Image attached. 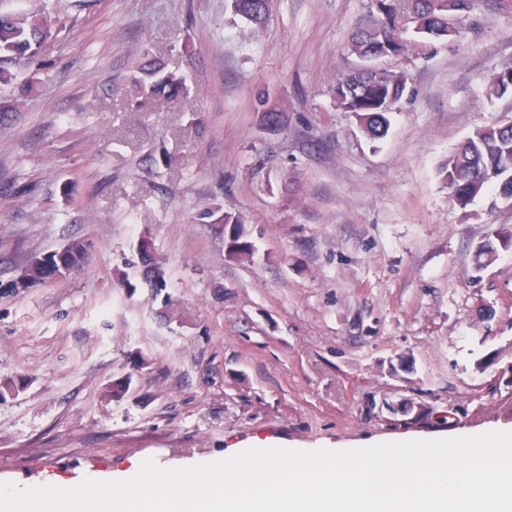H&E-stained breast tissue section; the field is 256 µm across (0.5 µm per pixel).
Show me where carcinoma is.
<instances>
[{"label":"carcinoma","instance_id":"1","mask_svg":"<svg viewBox=\"0 0 512 512\" xmlns=\"http://www.w3.org/2000/svg\"><path fill=\"white\" fill-rule=\"evenodd\" d=\"M386 17L384 30L360 31L351 39L352 53L368 57L373 45L386 40L397 53L405 50L399 35L404 16L419 24L417 32L430 38L443 39L458 33V23L470 13L477 0H377ZM235 14L257 28L263 27L272 8V0H231ZM53 26L46 12L44 0H25L20 10L0 9V82L8 83L15 77L12 69L29 70L27 89L34 88L35 75L45 69L41 58L42 45L53 36ZM136 94L144 99L164 97L180 102L188 96L183 77L176 75L159 62H147L137 67L132 79ZM512 88V66L495 72L489 81L490 93L502 95ZM407 91L406 78L401 72L379 70L367 80L364 71L355 69L343 76L336 85L339 104L354 113L363 131L371 138H382L389 127L388 114ZM512 127L489 126L479 129L464 140L441 167L443 181L450 197L458 202L473 200L495 187L503 196H512ZM224 224H235L241 246L237 257L248 255L251 242L244 238L243 224L225 216ZM92 243L77 238L69 241L62 252H53L47 259L35 257L21 270L20 279L31 286L51 283L82 269ZM438 411L429 405L411 402V407L394 419V425L417 427L425 423H449L465 410L451 407L446 415L437 418Z\"/></svg>","mask_w":512,"mask_h":512}]
</instances>
